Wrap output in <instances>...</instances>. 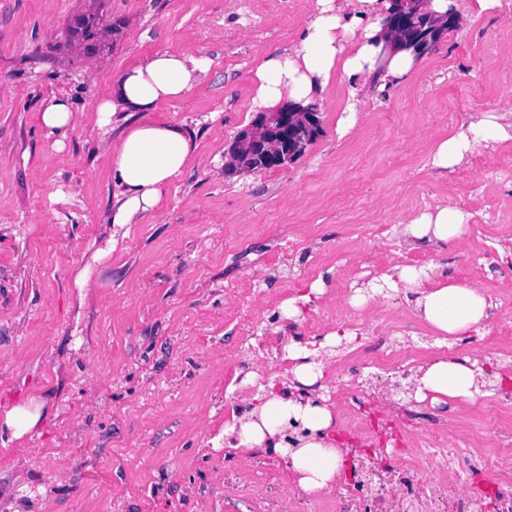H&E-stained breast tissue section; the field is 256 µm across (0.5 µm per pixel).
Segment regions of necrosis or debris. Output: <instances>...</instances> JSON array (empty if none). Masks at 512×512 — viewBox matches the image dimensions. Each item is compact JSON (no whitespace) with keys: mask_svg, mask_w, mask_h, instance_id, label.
Returning <instances> with one entry per match:
<instances>
[{"mask_svg":"<svg viewBox=\"0 0 512 512\" xmlns=\"http://www.w3.org/2000/svg\"><path fill=\"white\" fill-rule=\"evenodd\" d=\"M399 330V325L384 319L373 324L369 343L355 353L357 368L407 371L409 355L389 343ZM306 391L316 397L325 390L315 383ZM325 392L341 407L342 430L368 435L363 422L368 400L363 391L337 382ZM447 426L444 415L405 406L392 446L374 453L368 465L353 458L334 494L318 503L288 487L275 452H255L253 459L264 470L263 480L250 481L241 467H230L224 478V508L226 512H279V503L285 500L289 512H476L481 486L470 471L479 460L488 466L495 485L497 512H512V438L498 440L495 451L481 452L449 435ZM426 461L431 470L423 469Z\"/></svg>","mask_w":512,"mask_h":512,"instance_id":"1","label":"necrosis or debris"}]
</instances>
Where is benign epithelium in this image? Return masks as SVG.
Here are the masks:
<instances>
[{
    "instance_id": "obj_1",
    "label": "benign epithelium",
    "mask_w": 512,
    "mask_h": 512,
    "mask_svg": "<svg viewBox=\"0 0 512 512\" xmlns=\"http://www.w3.org/2000/svg\"><path fill=\"white\" fill-rule=\"evenodd\" d=\"M430 0H399L397 9L387 19V30H397L401 40L392 42L395 50L438 45L448 28L455 25L457 12L451 10L443 18H435L430 24L420 23L418 17L425 12ZM109 28L103 15L88 11L76 15L66 31L67 41L83 50V53L97 57L104 53L106 43L103 33ZM262 126H251L250 135L236 139L232 147L239 159L232 160L229 167L250 170L249 159H258L271 168H283L309 146L310 139L318 133V112H264Z\"/></svg>"
}]
</instances>
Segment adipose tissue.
<instances>
[{"label": "adipose tissue", "mask_w": 512, "mask_h": 512, "mask_svg": "<svg viewBox=\"0 0 512 512\" xmlns=\"http://www.w3.org/2000/svg\"><path fill=\"white\" fill-rule=\"evenodd\" d=\"M376 0H316L312 19L299 44L260 58L254 72L257 112H272L285 102L300 107L313 104L336 72L356 81H367L375 72L399 80L416 66L413 50H392L382 18L369 26L361 20ZM211 58L201 52L158 51L142 62L126 68L112 81L108 94L96 105V125L106 129L120 113L133 116L112 148L115 202L112 223H136L155 212L164 193L194 161V147L183 125L159 122L150 114L161 105L182 99L207 77ZM512 140L511 112H478L466 116L457 132L438 139L431 148L433 167L447 170L460 165L477 146L503 144ZM468 216L448 204L415 216L404 233L410 247L428 243L445 247L463 239ZM390 289H403L408 305L439 335L461 337L477 330L492 314L494 303L483 289L457 283L449 278L431 280L426 272L395 268L378 276ZM419 399H475L480 393L483 369L478 359L439 356L418 367ZM301 419L310 438L298 447L286 449L305 492L333 490L340 475L342 459L333 443L319 439L332 415L327 407L292 398L273 396L254 408L232 430L244 449H252L275 439L283 417Z\"/></svg>", "instance_id": "adipose-tissue-1"}]
</instances>
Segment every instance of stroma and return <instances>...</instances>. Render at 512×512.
<instances>
[{"instance_id":"1","label":"stroma","mask_w":512,"mask_h":512,"mask_svg":"<svg viewBox=\"0 0 512 512\" xmlns=\"http://www.w3.org/2000/svg\"><path fill=\"white\" fill-rule=\"evenodd\" d=\"M315 0H100L110 48L91 58L65 46L88 0H0V416L41 406L15 437L0 419V512H224V401L229 378L280 380L257 338L272 314L301 328L363 288L399 256L425 257L432 278L453 277L512 300L500 245L512 222V145L478 147L468 162L432 167L430 148L467 114L512 109V11L459 23L406 78L359 93L347 134L337 122L350 81L317 98L321 133L282 169H225L254 120L257 58L297 44ZM160 50L200 51L207 81L154 119L177 121L197 157L160 208L113 229L112 142L125 127L96 126L95 103L125 67ZM69 98L64 143L39 111ZM447 201L482 236L409 248L408 219ZM383 224L384 239L363 225ZM484 258L469 263L471 253ZM86 281H79V274ZM324 280L323 294L289 316L284 305ZM359 327L415 321L401 294L355 306ZM351 336L326 360L370 399H415L412 375L357 372ZM478 402L447 405L452 430L483 444L502 428Z\"/></svg>"}]
</instances>
